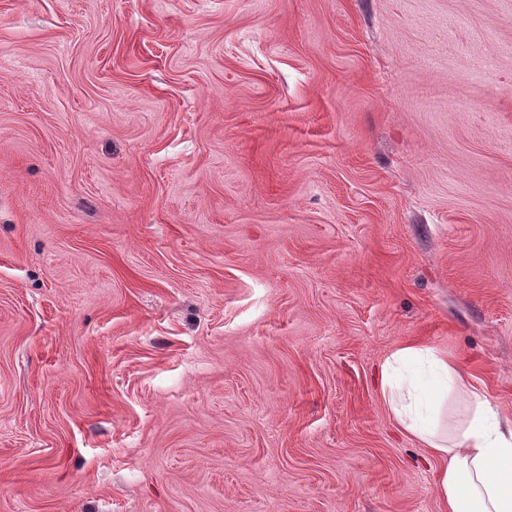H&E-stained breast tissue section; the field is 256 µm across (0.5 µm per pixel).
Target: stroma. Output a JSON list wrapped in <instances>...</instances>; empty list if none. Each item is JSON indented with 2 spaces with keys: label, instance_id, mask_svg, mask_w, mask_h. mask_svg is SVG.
<instances>
[{
  "label": "stroma",
  "instance_id": "obj_1",
  "mask_svg": "<svg viewBox=\"0 0 512 512\" xmlns=\"http://www.w3.org/2000/svg\"><path fill=\"white\" fill-rule=\"evenodd\" d=\"M407 342L512 417V0H0V512H443Z\"/></svg>",
  "mask_w": 512,
  "mask_h": 512
}]
</instances>
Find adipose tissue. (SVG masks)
<instances>
[{
  "label": "adipose tissue",
  "instance_id": "ef3b65f1",
  "mask_svg": "<svg viewBox=\"0 0 512 512\" xmlns=\"http://www.w3.org/2000/svg\"><path fill=\"white\" fill-rule=\"evenodd\" d=\"M410 362L428 364L434 398L418 380L400 378ZM382 391L400 429L439 462L447 512H512V419L464 383L454 362L419 344L400 347L382 366Z\"/></svg>",
  "mask_w": 512,
  "mask_h": 512
}]
</instances>
